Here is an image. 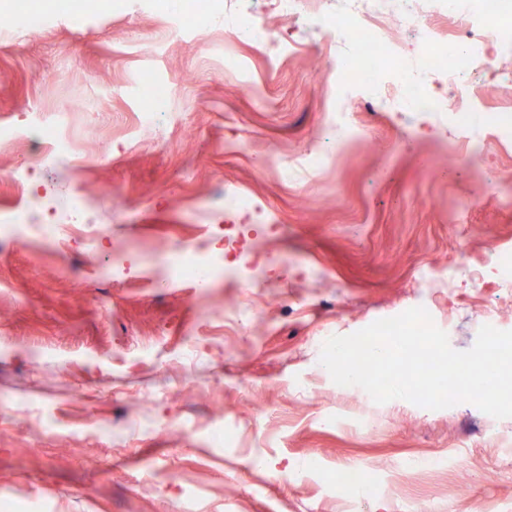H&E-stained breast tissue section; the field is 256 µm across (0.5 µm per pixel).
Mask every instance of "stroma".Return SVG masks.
Wrapping results in <instances>:
<instances>
[{
    "label": "stroma",
    "instance_id": "1",
    "mask_svg": "<svg viewBox=\"0 0 512 512\" xmlns=\"http://www.w3.org/2000/svg\"><path fill=\"white\" fill-rule=\"evenodd\" d=\"M89 2L82 24L58 15L0 38V121L67 118L87 161L56 156L26 187L8 176L29 142L0 147V215L34 193L64 209L56 188L77 182L97 216L0 248V512H512V418L378 404L319 369L325 337L413 307L458 351L487 310L512 330V289L495 270L512 255V186L482 184L512 172V143L489 121L512 86L439 77L434 111L395 110L337 83L352 48L308 14L214 0L263 21L274 38L258 48L220 30L168 33L160 0ZM146 70L177 92L170 117L139 132ZM458 105L478 126L450 123ZM339 117L360 138L346 140ZM474 149L479 165L459 161ZM272 153L279 165L264 167ZM219 183L281 227L257 244L269 256L258 321L225 319L232 278L204 296L150 282L173 241L225 249L212 225L247 223L214 201ZM462 247L486 287L461 272L424 283V265L451 267ZM222 423L234 444L213 442ZM434 456L446 467H406ZM347 465L370 470L377 492L326 483Z\"/></svg>",
    "mask_w": 512,
    "mask_h": 512
}]
</instances>
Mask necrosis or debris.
<instances>
[{"label":"necrosis or debris","instance_id":"necrosis-or-debris-1","mask_svg":"<svg viewBox=\"0 0 512 512\" xmlns=\"http://www.w3.org/2000/svg\"><path fill=\"white\" fill-rule=\"evenodd\" d=\"M427 0H348L345 10L323 15L328 31L341 35L345 41L364 45L343 72L349 82L372 81L385 71L397 80L392 87L394 99L407 106L421 100V90L432 75L446 76L457 83L465 74L489 68L495 60L494 41L497 36L512 32V0H444L441 9L451 25V35H442L434 25V14L426 8ZM63 7L75 20L85 13V0H14L11 9L0 14V33L23 29H40L52 6ZM162 8L174 28L191 29L201 37L217 29L236 38L256 36L259 24L247 14L228 13L218 17L194 0H164ZM393 21L400 32L425 30L427 39L407 61L402 45L385 38L382 27ZM174 261L166 271V280L194 285L200 290L210 288L217 276L216 268L201 259L185 243L172 248Z\"/></svg>","mask_w":512,"mask_h":512}]
</instances>
